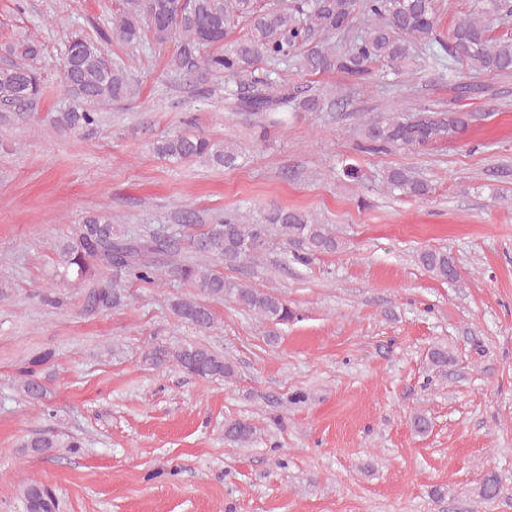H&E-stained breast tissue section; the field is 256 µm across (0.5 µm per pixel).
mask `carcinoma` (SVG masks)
<instances>
[{"mask_svg":"<svg viewBox=\"0 0 512 512\" xmlns=\"http://www.w3.org/2000/svg\"><path fill=\"white\" fill-rule=\"evenodd\" d=\"M171 0H126L122 13L112 19V34L119 41L134 45L144 31L158 43L177 41L172 57L174 69L184 75L204 77L224 74L237 80L228 90V99L244 112L268 114L261 133L283 123L286 117L278 109L293 96L288 86L258 73L256 64L296 59L308 72L336 70L363 78L374 67L397 70L411 63L420 44L442 70H450V59L474 72L512 76V37L493 38L495 21L512 20V0H473L470 12L460 20L444 40L437 34L439 0H271L262 6L258 0H189L180 14L170 9ZM363 14L369 25L347 39L336 50L328 40L350 31L353 19ZM245 21L246 34L233 46L223 49L228 30ZM14 59L0 65V107L27 110L43 94L41 73L31 61L42 53L39 44L22 41L8 49ZM62 83L74 97L75 105L58 113L56 124L69 131L89 130L99 123L96 106L131 97L134 87L128 74L112 62L93 41L79 35L67 40L62 65ZM465 125V116L454 111L446 115L424 112L414 120L391 113L362 129L357 148L361 152L381 153L392 149L415 150L432 144ZM158 156L175 161H203L223 168L237 166L239 148L229 142L212 140L203 133H174L154 146ZM383 183L402 197L422 198L429 184L404 167L391 168ZM276 234L292 248L295 261L307 265L318 253L335 252L341 247L326 224H317L307 215L290 209H277L264 224H244L227 215L220 224H212L202 233L188 235V246L169 244L150 234L134 237L114 227L109 217L94 214L74 225L57 245L64 275L74 274L84 288L82 313L95 315L126 303L125 290L117 281L100 275L104 268L124 275L147 287L167 281L187 283L196 288L201 299L178 298L171 303L173 314L183 323L209 329L213 313L205 300L229 296L242 308L274 325L286 324L296 312L279 296L248 286L232 285L224 280V264L254 263L265 250L268 236ZM419 264L439 279L453 282L459 272L453 257L444 251L423 249ZM52 357L47 351L34 356L21 371V391L31 401H41L45 389L36 376V366ZM143 362L153 366L175 365L200 378L234 375L233 365L210 347L194 341L178 346L151 344ZM255 430L244 420L228 423L227 440L248 444ZM79 448L72 439L61 443L46 436H32L23 447L33 454L49 448ZM499 477L489 472L479 494L494 500L504 494ZM29 512H54L52 493L41 483L22 490Z\"/></svg>","mask_w":512,"mask_h":512,"instance_id":"obj_1","label":"carcinoma"}]
</instances>
